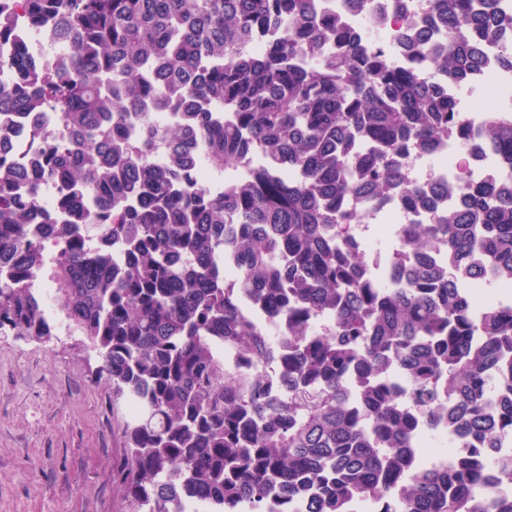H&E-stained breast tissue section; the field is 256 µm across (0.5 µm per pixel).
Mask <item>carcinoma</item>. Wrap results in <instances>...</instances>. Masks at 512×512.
<instances>
[{"label":"carcinoma","instance_id":"obj_1","mask_svg":"<svg viewBox=\"0 0 512 512\" xmlns=\"http://www.w3.org/2000/svg\"><path fill=\"white\" fill-rule=\"evenodd\" d=\"M14 2L0 0V68L19 77L0 85V111L52 108L70 137L39 145L31 166L0 162V336L52 335L47 281L112 395L139 403L116 473L130 512H277L281 498L312 500L308 512L362 499L378 512H512V456L494 453L512 427V306L475 315L470 301L472 281L512 286V112L481 123L498 180L405 229L413 262L383 282L342 202L427 204L403 157L468 129L439 85L317 0H23L30 30L50 22L69 47L52 68L10 38ZM432 12L448 41L410 24L404 52L471 84L512 18L495 0H433ZM158 110L181 124L151 125ZM158 142L164 165L148 159ZM199 143L218 170L256 150L266 163L215 196L193 180ZM46 180L61 224L33 223ZM433 238L450 268L428 254ZM270 358L283 397L264 388ZM443 410L462 451L423 469L414 441Z\"/></svg>","mask_w":512,"mask_h":512}]
</instances>
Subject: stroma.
<instances>
[{"instance_id": "stroma-1", "label": "stroma", "mask_w": 512, "mask_h": 512, "mask_svg": "<svg viewBox=\"0 0 512 512\" xmlns=\"http://www.w3.org/2000/svg\"><path fill=\"white\" fill-rule=\"evenodd\" d=\"M77 330L0 336V512H129L112 481L124 400Z\"/></svg>"}]
</instances>
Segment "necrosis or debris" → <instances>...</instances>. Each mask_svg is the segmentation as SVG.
Returning <instances> with one entry per match:
<instances>
[{"label": "necrosis or debris", "mask_w": 512, "mask_h": 512, "mask_svg": "<svg viewBox=\"0 0 512 512\" xmlns=\"http://www.w3.org/2000/svg\"><path fill=\"white\" fill-rule=\"evenodd\" d=\"M319 4L322 10L344 16L354 34L378 45L401 66L408 63L399 50L403 24L410 19L428 23L431 11V0H382L377 13L349 11L345 0H319ZM511 52L512 31H507L487 45L485 64L475 79L476 87L484 94L483 99L492 100L498 109L512 110V69L500 63L501 56ZM448 91L456 98L459 112L469 119L467 134H452L427 150L408 154L404 160L407 176L415 187L427 189L438 183L448 186V193L438 199L443 208L461 200L462 184L484 185L498 175L497 155L479 136L481 99L464 93L457 84L449 85ZM0 127L10 131L8 141L0 144V157L8 160L29 154L33 128H40L51 141L62 139L66 134L59 114L53 111L43 113L36 124L21 113L5 112L0 114ZM348 207L367 217L366 223L358 226L357 234L369 265L381 280L391 276L394 264L391 255L380 248V241L399 244L403 225L431 221L429 212L411 209L397 197L372 205L353 198ZM414 448L420 465L429 468L447 465L449 457L458 452L444 425L424 431L417 437Z\"/></svg>", "instance_id": "4bbe7bcc"}]
</instances>
